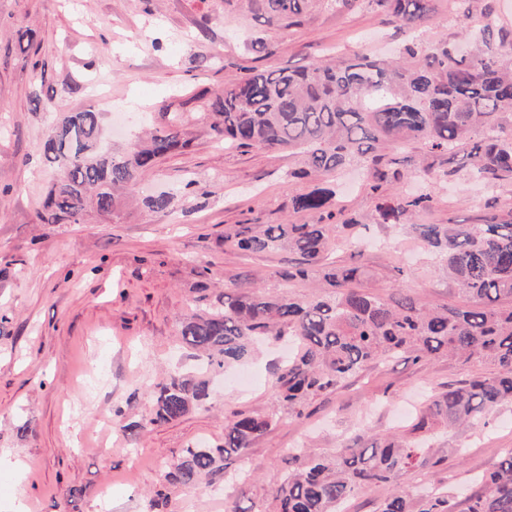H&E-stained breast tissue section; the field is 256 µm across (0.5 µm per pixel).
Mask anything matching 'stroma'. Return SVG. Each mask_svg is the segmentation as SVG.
I'll return each mask as SVG.
<instances>
[{
	"instance_id": "35a3bbf8",
	"label": "stroma",
	"mask_w": 512,
	"mask_h": 512,
	"mask_svg": "<svg viewBox=\"0 0 512 512\" xmlns=\"http://www.w3.org/2000/svg\"><path fill=\"white\" fill-rule=\"evenodd\" d=\"M412 33L365 6L317 7L301 25H267L256 0H0V512H275L273 493L288 473V449L333 454L361 437L409 425L428 390L490 374L485 359L445 354L415 363L400 357L368 366L319 398L302 416L282 414L224 472L196 487L164 481L183 449L224 439V418L276 408L270 381L282 348L246 366L251 387L220 383L201 369L178 334L180 322L207 309L224 284L242 282L272 296L301 299L312 281L284 283L285 252L246 254L226 240L268 224H311L290 201L311 183L293 175L285 151L224 146L204 113L186 115L193 139L143 174L138 196L173 193L172 207L122 209L109 221L42 224L40 204L58 176L41 145L59 108H97V93L127 115L112 147L139 135L145 114L174 91L210 94L234 82L243 65L303 67L332 54L391 53ZM274 54L249 49L255 39ZM338 206L383 248L343 244L332 225L337 264L360 263L364 290L408 296L418 305L464 306L470 299L436 270L435 257L405 230L377 220L378 199L357 166L338 177ZM398 191L430 192L418 224H478L512 209V192L473 181L466 170L447 180L405 177ZM203 375L211 395L178 420L127 431L150 418L153 382L168 372ZM444 460L399 477L480 491L478 478L512 448V404L467 429L439 428L431 442ZM159 507H152V500Z\"/></svg>"
}]
</instances>
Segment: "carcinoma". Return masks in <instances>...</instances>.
I'll return each mask as SVG.
<instances>
[{
	"label": "carcinoma",
	"mask_w": 512,
	"mask_h": 512,
	"mask_svg": "<svg viewBox=\"0 0 512 512\" xmlns=\"http://www.w3.org/2000/svg\"><path fill=\"white\" fill-rule=\"evenodd\" d=\"M267 22L299 25L314 0H258ZM352 9L367 4L402 28H417L434 15V0H325ZM464 48L448 39L405 44L394 57L327 55L303 67L268 72L256 67L210 97L175 94L158 109L146 138L120 150L108 146L104 115L91 108L61 110L42 143L46 161L59 169L37 219L43 224H79L94 214L110 219L135 197L141 176L171 153L188 148L184 113L201 103L217 140L236 148L286 150L300 157L294 175L313 182L292 198L297 213L334 218L354 237L358 221L330 210L336 189L330 177L353 162L368 169L367 186L377 193L407 175L445 178L421 160L407 171L393 155L420 141L427 155L467 160L477 181L512 185V26L497 22L494 0H457ZM427 192L382 196L383 224H408L438 259V269L473 300L468 306L419 308L410 299L391 301L356 287L360 265L328 261L330 225L268 224L260 232L242 230L229 239L249 253L292 255L279 272L291 282L317 277L320 294L309 300L273 298L260 290L224 285L220 305L186 318L182 341L215 369L246 362L257 345L288 334L300 351L273 378L277 404L302 415L318 396L361 373L369 364L405 355L415 363L446 353L489 360L495 371L438 391L401 434L386 435L356 448L342 446L330 456L308 460L276 488L279 512H338L346 499L368 485L394 484L405 471L436 467L442 458L422 456L419 433L444 422L469 425L512 403V211L493 214L484 224H413L430 206ZM154 413L146 422L124 425L136 431L184 416L210 396L207 380L171 373L155 384ZM279 420L234 412L224 423V442L195 444L167 465L164 480L194 487L224 470ZM483 490L470 498L468 512H512V448L499 465L480 477ZM456 492L420 487L397 489L379 512H455Z\"/></svg>",
	"instance_id": "cac0c4a2"
}]
</instances>
